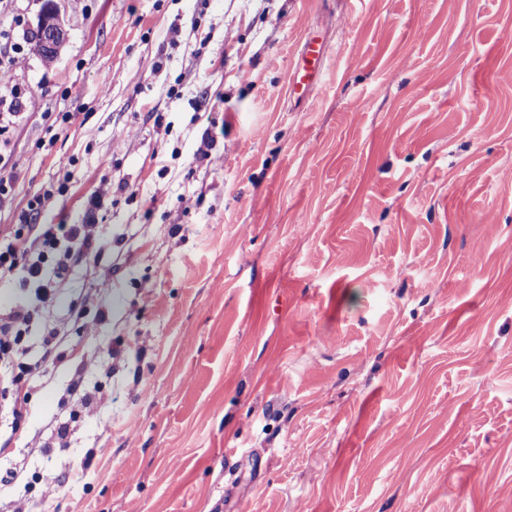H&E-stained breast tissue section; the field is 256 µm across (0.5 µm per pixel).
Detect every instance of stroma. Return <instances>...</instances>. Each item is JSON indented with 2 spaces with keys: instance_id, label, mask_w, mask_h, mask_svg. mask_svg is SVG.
Returning a JSON list of instances; mask_svg holds the SVG:
<instances>
[{
  "instance_id": "stroma-1",
  "label": "stroma",
  "mask_w": 512,
  "mask_h": 512,
  "mask_svg": "<svg viewBox=\"0 0 512 512\" xmlns=\"http://www.w3.org/2000/svg\"><path fill=\"white\" fill-rule=\"evenodd\" d=\"M42 4L0 0V237L60 184L41 223L98 199L100 254L0 470L43 512H512V0H57L50 64ZM40 55L52 61L68 39V30L63 25L55 0H47L39 15ZM328 49L323 43L308 41L304 45L300 66L304 69L306 90L310 91L316 82L317 71L327 56ZM24 102V93L16 85L3 88L0 91V149L2 145H7L8 134L11 126L14 123L13 120L19 113ZM95 456V452L89 451L83 458L80 459L76 464H72L67 472L62 473L58 476L57 488L60 492H68L71 488L72 481H84L88 479L91 474L92 460Z\"/></svg>"
}]
</instances>
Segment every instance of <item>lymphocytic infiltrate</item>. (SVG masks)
<instances>
[{
	"instance_id": "obj_1",
	"label": "lymphocytic infiltrate",
	"mask_w": 512,
	"mask_h": 512,
	"mask_svg": "<svg viewBox=\"0 0 512 512\" xmlns=\"http://www.w3.org/2000/svg\"><path fill=\"white\" fill-rule=\"evenodd\" d=\"M46 193L36 192L13 225L0 239V280L19 278L25 296L8 312L0 313V384L12 395L13 428H20L32 412L31 397L42 362H59L60 336L50 331L42 338L41 362H29L30 329L49 302L57 280L72 263L96 260L99 245L94 234L95 215L87 213L81 224H41Z\"/></svg>"
}]
</instances>
